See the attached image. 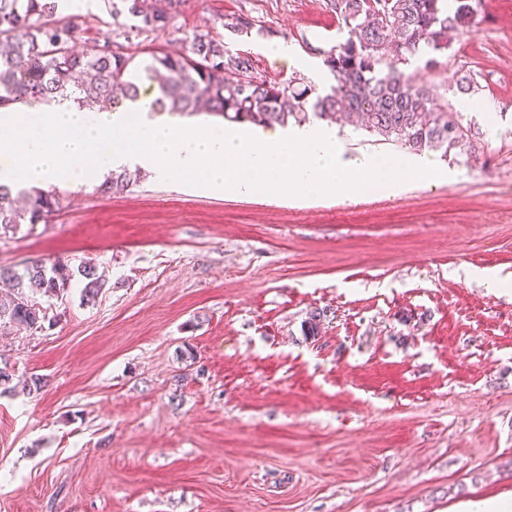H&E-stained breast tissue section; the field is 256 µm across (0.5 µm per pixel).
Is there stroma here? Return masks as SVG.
<instances>
[{
  "label": "stroma",
  "instance_id": "obj_1",
  "mask_svg": "<svg viewBox=\"0 0 512 512\" xmlns=\"http://www.w3.org/2000/svg\"><path fill=\"white\" fill-rule=\"evenodd\" d=\"M72 3L79 41L142 60L207 34L258 78L319 88L347 37L331 0H183L138 36L102 0ZM479 20L435 66L421 51L402 67L471 124L475 156L421 153L456 183L292 202L150 173L113 195L95 176L0 238L2 268L90 261L109 282L52 300L43 330H0V512H464L512 495V0H482Z\"/></svg>",
  "mask_w": 512,
  "mask_h": 512
}]
</instances>
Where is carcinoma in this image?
I'll list each match as a JSON object with an SVG mask.
<instances>
[{
	"label": "carcinoma",
	"instance_id": "carcinoma-1",
	"mask_svg": "<svg viewBox=\"0 0 512 512\" xmlns=\"http://www.w3.org/2000/svg\"><path fill=\"white\" fill-rule=\"evenodd\" d=\"M60 2L0 0V108L71 99L90 112L115 111L138 101L140 81L154 73L161 77L159 94L150 105L156 112L185 114L205 108L230 123L265 128L318 119L362 127L415 152H475L463 115L438 102L433 89L413 82L398 65L422 47L447 50L451 30L473 31L479 25L481 0H384V18L371 9L370 0H332L348 34L324 58L332 83L300 91L265 79L246 87L226 79V71L252 69L251 61L203 34L194 36L189 53L156 52L145 64L96 41L79 47L80 17L61 15ZM107 2L111 14L136 20L130 30L139 34L165 27L180 5V0H168V9L160 10L149 0ZM141 178V170L123 169L102 187L120 193ZM18 194L25 197L22 206L16 205L10 188L0 185V236L44 222L60 208L59 195L52 190L21 188ZM0 279L12 288L0 296V320L35 332L48 320L43 299L78 285L93 300L107 288L89 261L73 267L62 260H33L20 268H0Z\"/></svg>",
	"mask_w": 512,
	"mask_h": 512
}]
</instances>
